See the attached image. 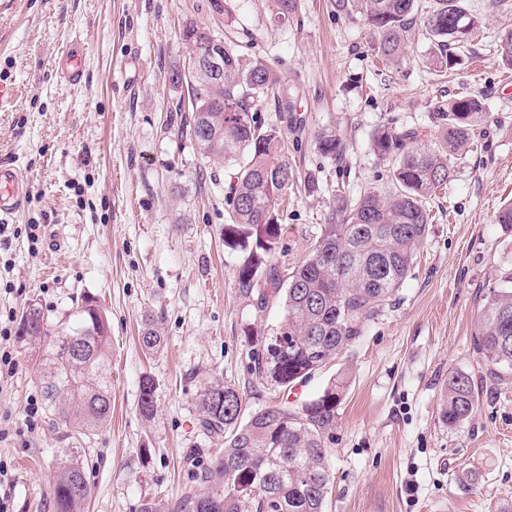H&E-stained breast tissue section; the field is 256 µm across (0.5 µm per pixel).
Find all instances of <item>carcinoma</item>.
<instances>
[{
  "label": "carcinoma",
  "instance_id": "1",
  "mask_svg": "<svg viewBox=\"0 0 512 512\" xmlns=\"http://www.w3.org/2000/svg\"><path fill=\"white\" fill-rule=\"evenodd\" d=\"M274 18L288 21L299 0H271ZM338 16L361 20L374 48L390 65L406 56L408 36L419 27L430 48L422 64L435 71L461 65V49L473 39L482 18L464 0H331ZM208 37L206 29L188 24L183 38L190 47ZM501 65L512 69V34L496 46ZM187 100L178 109L191 112L189 125L198 152L232 171L224 244L238 248L243 261L238 293L255 310L276 304L282 320L269 336H252L258 373L286 389L342 357L363 335L369 321L398 292L429 232L426 203L454 174L451 161L470 151L476 130L487 117L480 94L436 100L429 112L435 129L428 143L415 128L385 124L371 133L373 154L390 167L393 187H373L356 196L337 195L336 209L321 235L298 266L282 268L273 254L282 233L277 206L294 181L285 159L288 144L273 126L264 125L252 103L265 96L277 112L288 111V91L262 58L224 46V76L196 75L183 80ZM318 151L342 159L346 146L339 136L323 133ZM20 342L47 341L37 366L49 420L68 440L95 435L112 416L110 329L97 301L85 297L73 317L51 326L42 309L25 312ZM82 343L78 355L65 352L67 338ZM474 349L490 376L512 373V269L499 273L488 287L473 337ZM151 353L161 350L162 336L147 324L139 337ZM349 385L345 373L299 408L276 404L243 417L242 396L229 383L214 381L197 397L200 427L224 447L211 455L199 488L175 503L176 512H325L331 495L325 438L336 426L338 408ZM478 393L470 376L448 372L441 391L440 421L457 427L476 410ZM156 408L155 389L145 379L138 410L149 419ZM84 449H61L54 478V512H86L89 485Z\"/></svg>",
  "mask_w": 512,
  "mask_h": 512
}]
</instances>
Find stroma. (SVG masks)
<instances>
[{
    "instance_id": "35a3bbf8",
    "label": "stroma",
    "mask_w": 512,
    "mask_h": 512,
    "mask_svg": "<svg viewBox=\"0 0 512 512\" xmlns=\"http://www.w3.org/2000/svg\"><path fill=\"white\" fill-rule=\"evenodd\" d=\"M0 0V83L17 92L0 110V165L26 170V204L0 238V325L16 330L38 304L50 324L98 299L111 328L112 421L85 440L88 512H156L197 488L195 474L216 442L202 434L196 398L210 381L234 384L246 410L280 401L299 407L338 370L350 385L327 444L333 490L326 512H498L512 502V377L493 383L476 354L480 304L500 269L512 266V227L494 215L512 200L511 71L497 43L512 33V0L494 9L468 0L483 19L451 74L421 63L429 47L415 31L400 65L382 62L362 21L333 14L330 0H300L296 17L273 22L270 0ZM210 29L261 57L296 92L303 132L281 123L270 102L253 112L278 125L300 183L288 192L274 256L296 265L336 206L334 186L391 188L390 168L370 149L374 128L429 125L437 97L483 95L489 112L473 152L455 159L447 188L430 199L434 217L396 295L339 359L286 391L258 377L246 330L266 334L279 307L256 314L236 285L240 251L224 244L229 178L196 149L175 109L186 92L170 77L188 57L186 24ZM86 47L77 86L57 81L54 61L74 41ZM345 140L343 165L315 139ZM319 186L306 192L308 176ZM40 227L31 242L29 225ZM155 321L156 354L138 335ZM14 360L0 376V498L9 512H53L56 451L66 442L37 382L42 343L5 344ZM471 375L479 404L462 426L439 420L449 371ZM156 411H138L143 379ZM199 449L196 461L186 457ZM477 475L473 492L459 488Z\"/></svg>"
}]
</instances>
